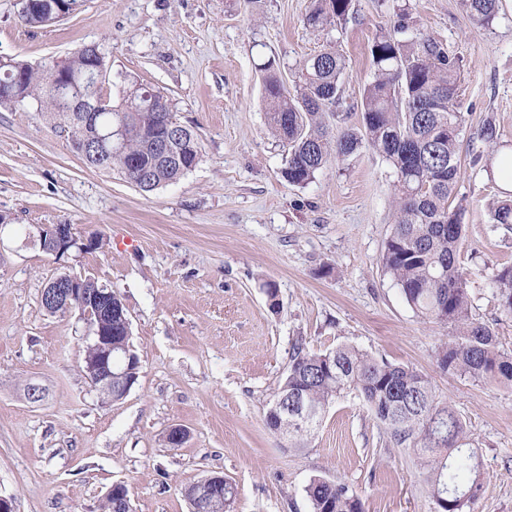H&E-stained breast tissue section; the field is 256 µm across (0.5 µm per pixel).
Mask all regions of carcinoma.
<instances>
[{"label": "carcinoma", "instance_id": "1", "mask_svg": "<svg viewBox=\"0 0 512 512\" xmlns=\"http://www.w3.org/2000/svg\"><path fill=\"white\" fill-rule=\"evenodd\" d=\"M84 0H30L26 22L48 20L80 10ZM470 17L492 27L500 0H462ZM352 0H315L305 17L314 29L337 30L349 19ZM373 80L362 92L361 127L347 126L331 135L323 122L337 115L347 64L332 46L304 59L297 67L295 89L281 79H265L268 124L285 148L283 177L304 186L332 162L344 161L362 147L378 152L396 179V216L382 255V267L400 287L410 308L441 331L439 368L479 382L512 383V351L502 347L496 331L474 319L468 280L459 262L463 238L462 209L451 207L457 183L459 141L464 114L459 110V60L444 45L412 26L410 14H396L392 29L378 34L369 48ZM106 56H70L64 63L71 85L81 83ZM53 70L24 61L0 66V106L15 97L34 102L46 119L68 134L75 151L94 147L97 135L121 123L125 138L109 151L101 171L135 177L146 168L152 192L175 183L202 159V143L190 126L178 124L187 137L177 143L175 158L161 159L153 144L167 136L173 121L171 103L159 91L125 80L110 109L80 117L71 111L70 94L53 87ZM491 221L512 227V199L491 212ZM495 294L505 316L512 317V265L498 270ZM346 390L358 391L382 423L394 445L410 448L429 467L433 512H470L482 491V460L471 446L463 420L447 402L437 399L429 379L408 367L379 360L353 346L325 352L295 346L288 373L277 394L297 395L303 404L325 411ZM268 429L288 437V447L304 448L314 426H295L266 414ZM311 512H364L361 499L341 483L314 478L306 487ZM235 497H208L207 512H227Z\"/></svg>", "mask_w": 512, "mask_h": 512}]
</instances>
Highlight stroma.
Returning a JSON list of instances; mask_svg holds the SVG:
<instances>
[{
	"label": "stroma",
	"mask_w": 512,
	"mask_h": 512,
	"mask_svg": "<svg viewBox=\"0 0 512 512\" xmlns=\"http://www.w3.org/2000/svg\"><path fill=\"white\" fill-rule=\"evenodd\" d=\"M310 0H85L49 26L26 24L19 0H0V61H61L98 45L117 75L165 93L175 118L199 135L203 157L179 181L146 194L88 168L66 134L29 102L0 108V212L19 227L69 224L104 249L62 260L0 236V496L14 512H99L125 483L134 512H192L188 486L223 475L229 512H310L316 476L342 483L364 512H431L427 472L393 447L357 392L328 408L308 447L294 450L265 416L296 344L312 351L351 345L426 375L450 402L483 462L473 512H512V387L439 368L438 331L417 317L381 258L395 215V174L371 149L297 186L263 105L268 60L284 82L326 44L309 28ZM493 29L475 26L460 0H353L337 48L347 73L341 112L361 117L373 78L369 46L399 9L460 63L465 116L460 260L473 316L512 349L491 278L512 265V229L488 213L507 196L494 164L512 152V0ZM492 117L498 143L479 136ZM120 293L140 358L135 384L102 400L81 370L85 324L40 302L61 272ZM39 398H31L30 388ZM187 432L167 442L172 426Z\"/></svg>",
	"instance_id": "stroma-1"
}]
</instances>
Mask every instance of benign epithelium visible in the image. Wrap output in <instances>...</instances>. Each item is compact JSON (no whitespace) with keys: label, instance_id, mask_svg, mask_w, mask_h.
I'll return each mask as SVG.
<instances>
[{"label":"benign epithelium","instance_id":"obj_1","mask_svg":"<svg viewBox=\"0 0 512 512\" xmlns=\"http://www.w3.org/2000/svg\"><path fill=\"white\" fill-rule=\"evenodd\" d=\"M108 104L105 98L88 99L83 92L76 93L73 111L98 112ZM28 241L39 242L40 248L55 259L60 260L74 250L84 251L92 244V239L79 238L69 224H53L36 226L27 232ZM113 290L108 287L97 289L93 294H87L81 288V278L69 273L54 277L42 291L45 305L57 309H67L72 306L84 308L80 318L88 325L86 336L85 357L82 370L89 380L91 387L98 393L112 392L115 384L129 385V380L135 378L139 363L132 353L130 343V321L123 317L124 330L120 336H112V332L103 329L102 322H93L92 314L103 316L112 314ZM273 414L277 417L292 415L303 422L315 423L321 418V413H314L298 404L293 411H288V397L283 396L273 404ZM120 484L115 483L107 495H117L115 512H132L130 496L119 490Z\"/></svg>","mask_w":512,"mask_h":512}]
</instances>
